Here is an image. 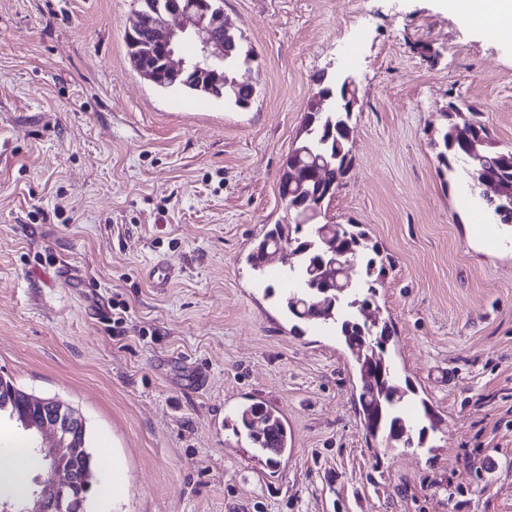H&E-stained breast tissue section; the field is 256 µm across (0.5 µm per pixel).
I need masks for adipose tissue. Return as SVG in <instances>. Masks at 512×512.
I'll use <instances>...</instances> for the list:
<instances>
[{
    "mask_svg": "<svg viewBox=\"0 0 512 512\" xmlns=\"http://www.w3.org/2000/svg\"><path fill=\"white\" fill-rule=\"evenodd\" d=\"M443 8L463 25L503 43H512V0H441ZM38 467L37 458L13 444L0 443V479L12 492L26 489V477Z\"/></svg>",
    "mask_w": 512,
    "mask_h": 512,
    "instance_id": "obj_1",
    "label": "adipose tissue"
}]
</instances>
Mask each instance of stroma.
I'll use <instances>...</instances> for the list:
<instances>
[{"instance_id":"35a3bbf8","label":"stroma","mask_w":512,"mask_h":512,"mask_svg":"<svg viewBox=\"0 0 512 512\" xmlns=\"http://www.w3.org/2000/svg\"><path fill=\"white\" fill-rule=\"evenodd\" d=\"M137 7L0 0V376L81 414L96 476L121 464L113 512H512V224L433 144L456 101L512 149V45L438 0H224L255 56L241 109L142 79ZM326 69L359 103L325 219L379 252L407 417L438 418L421 448L367 443L333 329L294 330L247 261L285 219L279 172ZM252 400L288 426L278 463L233 430Z\"/></svg>"}]
</instances>
